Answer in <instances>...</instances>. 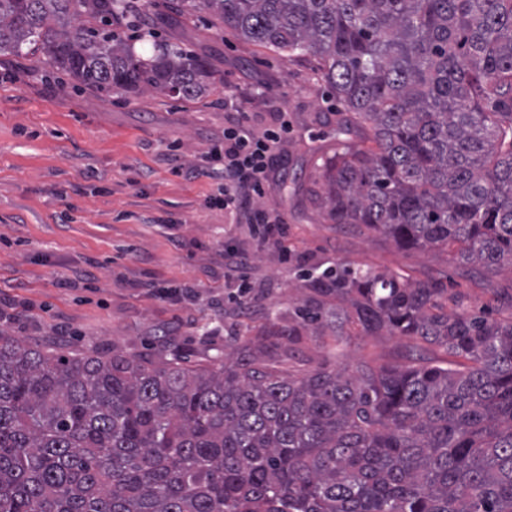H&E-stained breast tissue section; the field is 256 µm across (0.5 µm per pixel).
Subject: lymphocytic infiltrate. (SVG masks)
<instances>
[{
  "mask_svg": "<svg viewBox=\"0 0 512 512\" xmlns=\"http://www.w3.org/2000/svg\"><path fill=\"white\" fill-rule=\"evenodd\" d=\"M289 124L278 115L275 127L255 132L245 118L232 120L224 129L223 144L214 146L210 161L220 164L224 180L207 198L209 207L223 210L228 223L246 221L251 237L287 257V226L281 214L263 205L265 187L279 159Z\"/></svg>",
  "mask_w": 512,
  "mask_h": 512,
  "instance_id": "lymphocytic-infiltrate-1",
  "label": "lymphocytic infiltrate"
}]
</instances>
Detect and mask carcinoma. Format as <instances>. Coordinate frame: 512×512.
I'll return each mask as SVG.
<instances>
[{"label": "carcinoma", "mask_w": 512, "mask_h": 512, "mask_svg": "<svg viewBox=\"0 0 512 512\" xmlns=\"http://www.w3.org/2000/svg\"><path fill=\"white\" fill-rule=\"evenodd\" d=\"M316 58L341 147L306 201L398 248L512 269V0H166ZM135 0H0V53L36 46L80 87L194 98L209 64L123 35ZM288 340L445 347L285 374L248 344L216 369L73 355L0 332V512H512V294L497 319L438 282L343 261L300 269ZM348 354L349 369L353 371L411 358L448 360L441 346L398 336H352Z\"/></svg>", "instance_id": "cac0c4a2"}]
</instances>
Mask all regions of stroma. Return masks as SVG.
<instances>
[{
    "label": "stroma",
    "instance_id": "35a3bbf8",
    "mask_svg": "<svg viewBox=\"0 0 512 512\" xmlns=\"http://www.w3.org/2000/svg\"><path fill=\"white\" fill-rule=\"evenodd\" d=\"M138 5L135 52L153 54L152 28L166 44L205 57L215 71L205 94L77 89L55 78L40 52L0 53V332L66 352L113 349L205 367L234 340L287 325L295 266L256 250L246 225L226 224L222 210L206 205L216 183L203 156L224 137L228 93L248 96L254 130L288 115L283 159L263 201L284 217L300 261L400 268L442 281L474 312L495 314L494 294L512 287V271L474 273L446 249L401 250L303 207L300 186L321 178L322 156L336 145L335 101L313 56L289 60L243 42L204 12L173 24L162 0ZM229 245L256 252L240 276L252 285L242 319L236 278L224 271ZM287 348L270 337L263 357L282 371L327 361L324 341L311 336L295 360ZM420 357L444 361L448 353L398 336H355L348 364Z\"/></svg>",
    "mask_w": 512,
    "mask_h": 512
}]
</instances>
